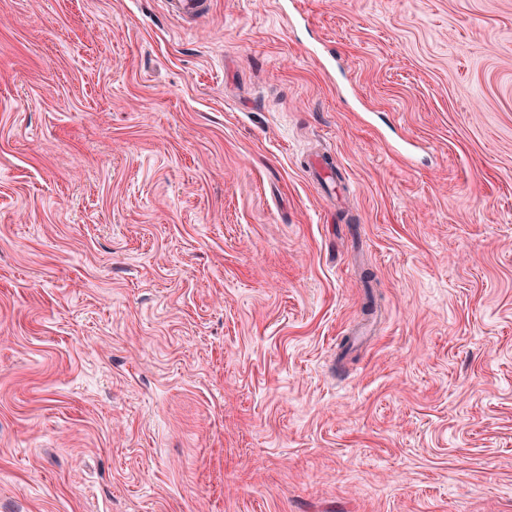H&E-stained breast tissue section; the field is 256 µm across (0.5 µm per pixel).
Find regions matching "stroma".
Segmentation results:
<instances>
[{"instance_id": "stroma-1", "label": "stroma", "mask_w": 512, "mask_h": 512, "mask_svg": "<svg viewBox=\"0 0 512 512\" xmlns=\"http://www.w3.org/2000/svg\"><path fill=\"white\" fill-rule=\"evenodd\" d=\"M292 13L0 0V512H512V0ZM211 0H167L168 12L191 24H196L199 19L209 14Z\"/></svg>"}]
</instances>
